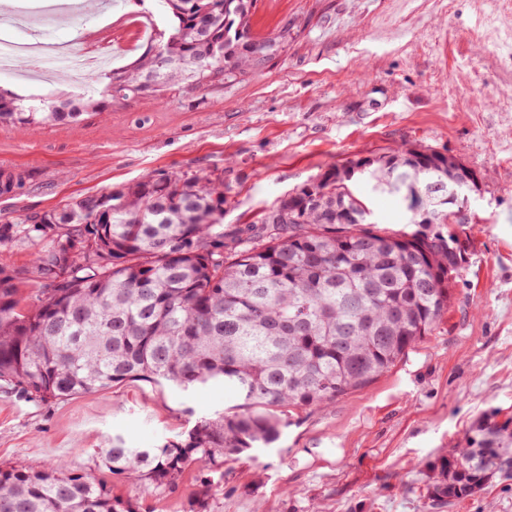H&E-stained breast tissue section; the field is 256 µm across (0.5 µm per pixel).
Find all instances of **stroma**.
Returning a JSON list of instances; mask_svg holds the SVG:
<instances>
[{
	"label": "stroma",
	"instance_id": "1",
	"mask_svg": "<svg viewBox=\"0 0 512 512\" xmlns=\"http://www.w3.org/2000/svg\"><path fill=\"white\" fill-rule=\"evenodd\" d=\"M155 20L163 0L87 6L50 28L56 40ZM254 31H287L271 62L204 89L160 97L98 94L77 121L18 130L0 124V169L29 175L0 195V222L100 195L149 173L224 179V225L256 222L327 169L403 143L476 168L481 195L458 230L469 244L455 301L431 336L367 387L292 417L280 440L222 472L193 464L176 488L146 486L103 465L114 435L149 448L227 407L223 391L192 395L143 381L60 402L0 385V466L65 461L106 479L137 512H422L433 469L484 421L512 431V0H257ZM28 79L24 105L72 98L64 82ZM375 221L407 230L397 198L372 193ZM446 512H512V477Z\"/></svg>",
	"mask_w": 512,
	"mask_h": 512
}]
</instances>
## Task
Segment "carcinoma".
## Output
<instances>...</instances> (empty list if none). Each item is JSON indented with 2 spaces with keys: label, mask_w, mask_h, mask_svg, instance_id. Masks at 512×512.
Listing matches in <instances>:
<instances>
[{
  "label": "carcinoma",
  "mask_w": 512,
  "mask_h": 512,
  "mask_svg": "<svg viewBox=\"0 0 512 512\" xmlns=\"http://www.w3.org/2000/svg\"><path fill=\"white\" fill-rule=\"evenodd\" d=\"M177 26L130 69L104 74L102 92L155 96L175 83L195 88L261 67L285 41L253 31L254 0H165ZM260 43L264 55H252ZM164 74L142 86L157 56ZM78 108L49 112L0 95V123L25 128L72 121ZM402 145L334 166L283 197L274 208L288 224L224 229V180L149 175L101 195L68 200L21 224H0V243L37 246L22 296L18 273L0 267V382L41 402L145 381L191 394L222 387L236 403L203 416L177 439L128 448L120 436L105 450L106 468L152 485L174 487L185 469L224 462L280 440L293 410L324 408L365 387L430 335L448 313L456 281L448 266L462 254L420 230L390 233L371 220L353 191L403 200L414 188L448 183V173L408 161ZM28 174L0 171V194ZM509 437L485 425L436 467L423 502L439 512L512 476ZM0 512H136L104 480L61 464L33 470L0 467Z\"/></svg>",
  "instance_id": "carcinoma-1"
}]
</instances>
